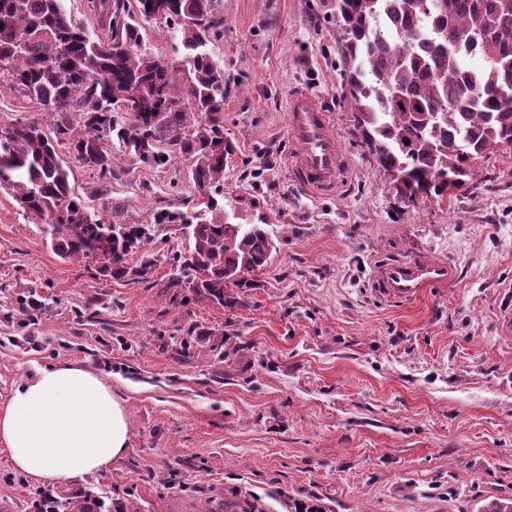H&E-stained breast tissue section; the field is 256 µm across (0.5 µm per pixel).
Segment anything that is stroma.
Segmentation results:
<instances>
[{
  "instance_id": "35a3bbf8",
  "label": "stroma",
  "mask_w": 512,
  "mask_h": 512,
  "mask_svg": "<svg viewBox=\"0 0 512 512\" xmlns=\"http://www.w3.org/2000/svg\"><path fill=\"white\" fill-rule=\"evenodd\" d=\"M208 49L224 70V136L235 146L217 199L233 224L276 244L234 307L176 283L184 231L156 226L146 276L105 279L65 261L0 188V405L37 370L77 363L122 397L128 450L111 470L53 486L112 512H483L512 497V154L493 153L451 200L404 207L356 133L342 91L336 0H217ZM172 65L173 26L143 22ZM320 97L350 171L333 198L293 185L292 93ZM190 163L149 166L112 145L108 181L71 182L104 221L154 224L188 210ZM110 208H103V199ZM418 253L457 281L415 302L374 296L376 266ZM38 309H31V300ZM40 484L0 449V512H38Z\"/></svg>"
}]
</instances>
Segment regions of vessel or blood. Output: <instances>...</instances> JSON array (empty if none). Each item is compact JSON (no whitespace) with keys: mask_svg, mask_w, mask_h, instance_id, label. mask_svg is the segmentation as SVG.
<instances>
[{"mask_svg":"<svg viewBox=\"0 0 512 512\" xmlns=\"http://www.w3.org/2000/svg\"><path fill=\"white\" fill-rule=\"evenodd\" d=\"M287 134L296 148L290 162L293 181L309 195L335 196L349 163L334 136L332 116L318 97L308 92L292 97ZM457 276L453 265L419 255L400 264L379 267L372 286L385 301L408 302L425 289L453 282Z\"/></svg>","mask_w":512,"mask_h":512,"instance_id":"1","label":"vessel or blood"}]
</instances>
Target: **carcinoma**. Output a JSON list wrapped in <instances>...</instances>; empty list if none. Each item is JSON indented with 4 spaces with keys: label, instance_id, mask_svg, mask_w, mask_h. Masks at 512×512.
Wrapping results in <instances>:
<instances>
[{
    "label": "carcinoma",
    "instance_id": "carcinoma-1",
    "mask_svg": "<svg viewBox=\"0 0 512 512\" xmlns=\"http://www.w3.org/2000/svg\"><path fill=\"white\" fill-rule=\"evenodd\" d=\"M104 34L90 38L62 0H0V84L53 115L0 123V187L38 218L63 260L92 259L108 244L98 269L116 281L143 273L152 261L133 255L152 241L149 224L112 225L89 210L72 187L71 164L112 179V137L145 164L180 155L202 207L163 211L155 224L188 230L190 255L174 257L178 278L195 297L217 306L238 303L251 284L236 275L264 269L275 243L263 224L224 220L211 193L234 152L224 144V71L206 51L223 20L213 0H87ZM179 27L185 95L171 93L169 64L143 46L147 14ZM346 60L342 86L356 109L360 135L378 170L409 206L440 202L470 187L491 153L512 149V0H337ZM479 57L480 67L463 65ZM140 111L113 119L123 104ZM71 161H66V158ZM87 491L41 495L39 512H102Z\"/></svg>",
    "mask_w": 512,
    "mask_h": 512
}]
</instances>
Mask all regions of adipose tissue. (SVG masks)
Listing matches in <instances>:
<instances>
[{
  "label": "adipose tissue",
  "instance_id": "1",
  "mask_svg": "<svg viewBox=\"0 0 512 512\" xmlns=\"http://www.w3.org/2000/svg\"><path fill=\"white\" fill-rule=\"evenodd\" d=\"M128 442L124 401L75 364L39 370L0 408V446L16 470L41 483L105 470L123 457Z\"/></svg>",
  "mask_w": 512,
  "mask_h": 512
}]
</instances>
